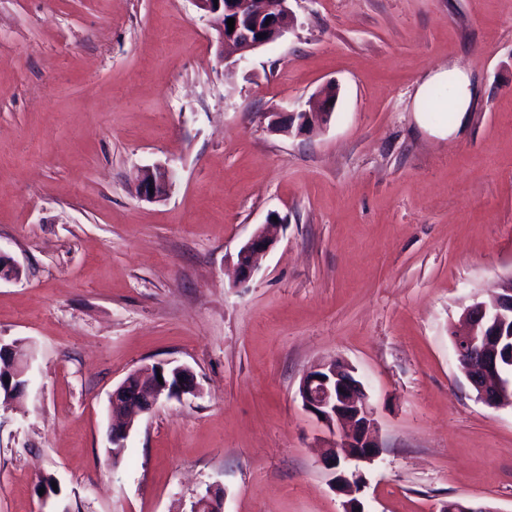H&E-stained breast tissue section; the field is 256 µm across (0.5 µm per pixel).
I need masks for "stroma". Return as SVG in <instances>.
Listing matches in <instances>:
<instances>
[{"label": "stroma", "instance_id": "35a3bbf8", "mask_svg": "<svg viewBox=\"0 0 512 512\" xmlns=\"http://www.w3.org/2000/svg\"><path fill=\"white\" fill-rule=\"evenodd\" d=\"M289 5L292 29L228 69L191 0H0V252L22 268L0 341L35 354L27 395L0 399V512H188L217 483L224 512H342L298 395L336 359L375 408L366 512H512V405L476 399L451 336L512 278V0ZM451 64L470 111L414 112ZM330 83L326 128L269 129ZM157 164L177 178L141 200ZM170 362L198 395L111 464L113 389ZM448 76L453 79L448 93L451 106L460 116L469 112L473 98L477 94V89L476 86L473 85L470 77L456 68L435 72L427 81L418 87L414 97L415 112H419V106L425 97L428 85L436 81L448 83ZM277 217V222L273 221ZM281 221L277 215H271L265 224H261L239 248L236 258V272L241 282L249 280L256 268L259 255L269 251L277 242Z\"/></svg>", "mask_w": 512, "mask_h": 512}]
</instances>
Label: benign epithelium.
Instances as JSON below:
<instances>
[{"mask_svg": "<svg viewBox=\"0 0 512 512\" xmlns=\"http://www.w3.org/2000/svg\"><path fill=\"white\" fill-rule=\"evenodd\" d=\"M208 18L219 39L224 62L233 65L255 51L281 38L294 24L289 0H192ZM235 19L228 31L227 19ZM336 106V86L323 92L316 110L268 113L269 127L276 132L316 131L330 123ZM172 170L156 165L142 170L137 184L139 196L147 201L162 197L172 186ZM281 222L268 219L239 248L236 272L240 281L249 280L259 255L277 242ZM21 267L0 252V280H17ZM466 332L453 336L457 360L465 371L476 398L489 407L512 402V287L492 303L475 301L464 308ZM12 366L10 382L0 378L3 389L25 394L30 384V364L13 344L0 343V359ZM198 393L194 372L186 365H156L131 372L110 396L112 424L108 439L112 453L124 447L137 416L152 412L163 400L181 399ZM298 395L306 411L329 431L331 438L323 462L332 470V487L348 496L343 512H365L354 494L364 486L360 464L379 457L381 445L375 409L354 369L345 363L320 365L304 374ZM189 512H224V490L220 485L207 489L193 502ZM439 512H494L466 500L445 502Z\"/></svg>", "mask_w": 512, "mask_h": 512, "instance_id": "benign-epithelium-1", "label": "benign epithelium"}]
</instances>
